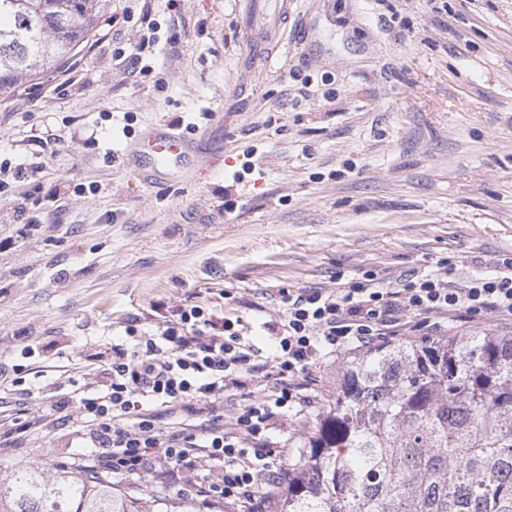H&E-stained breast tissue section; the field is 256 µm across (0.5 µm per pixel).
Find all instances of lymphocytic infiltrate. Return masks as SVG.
Segmentation results:
<instances>
[{
	"mask_svg": "<svg viewBox=\"0 0 512 512\" xmlns=\"http://www.w3.org/2000/svg\"><path fill=\"white\" fill-rule=\"evenodd\" d=\"M281 304L278 319L261 325L266 353L250 341V322L198 305L171 312L154 304L164 317L158 332L129 322L99 389L48 406L52 414L69 412L89 439L71 467L116 484L186 487L204 512L241 503L269 512L270 491L288 478L275 434L287 415L322 403L306 375L310 366L394 336H444L488 314L512 320V258L460 283L438 269L392 279L366 272L333 290H283ZM264 382L271 394L252 395ZM231 391L245 403L228 425L224 396Z\"/></svg>",
	"mask_w": 512,
	"mask_h": 512,
	"instance_id": "f902f5d3",
	"label": "lymphocytic infiltrate"
}]
</instances>
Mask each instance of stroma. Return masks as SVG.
Instances as JSON below:
<instances>
[{
  "label": "stroma",
  "instance_id": "35a3bbf8",
  "mask_svg": "<svg viewBox=\"0 0 512 512\" xmlns=\"http://www.w3.org/2000/svg\"><path fill=\"white\" fill-rule=\"evenodd\" d=\"M152 21L180 34L154 76L115 65ZM281 36L270 69L238 0H111L64 94L0 99V163L28 172L0 192V417L44 418L0 478L81 453L45 407L94 386L128 316L161 326L155 302L257 326L285 288L512 258V0H296ZM162 128L219 166L144 180L135 145Z\"/></svg>",
  "mask_w": 512,
  "mask_h": 512
}]
</instances>
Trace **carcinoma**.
I'll return each instance as SVG.
<instances>
[{
	"instance_id": "carcinoma-1",
	"label": "carcinoma",
	"mask_w": 512,
	"mask_h": 512,
	"mask_svg": "<svg viewBox=\"0 0 512 512\" xmlns=\"http://www.w3.org/2000/svg\"><path fill=\"white\" fill-rule=\"evenodd\" d=\"M110 0H0V96L62 69ZM0 512H154L104 481L37 466ZM273 512H512V333L384 342L344 366L288 459Z\"/></svg>"
}]
</instances>
